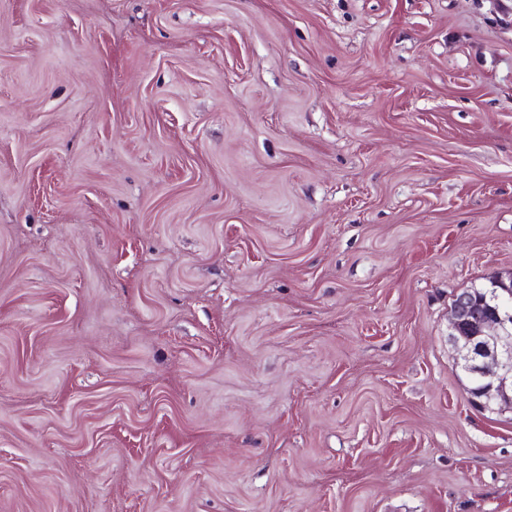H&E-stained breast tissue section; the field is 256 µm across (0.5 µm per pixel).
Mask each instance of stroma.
Here are the masks:
<instances>
[{"mask_svg": "<svg viewBox=\"0 0 512 512\" xmlns=\"http://www.w3.org/2000/svg\"><path fill=\"white\" fill-rule=\"evenodd\" d=\"M511 273L512 0H0V512H512ZM485 295L470 290L451 309L453 340L464 350L463 370L477 387L472 401L483 408L512 404V275L493 278Z\"/></svg>", "mask_w": 512, "mask_h": 512, "instance_id": "1", "label": "stroma"}]
</instances>
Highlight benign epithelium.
<instances>
[{"label": "benign epithelium", "mask_w": 512, "mask_h": 512, "mask_svg": "<svg viewBox=\"0 0 512 512\" xmlns=\"http://www.w3.org/2000/svg\"><path fill=\"white\" fill-rule=\"evenodd\" d=\"M453 340L464 350L463 370L478 386L470 398L483 408L512 404V275L490 281L485 295L467 290L451 309Z\"/></svg>", "instance_id": "benign-epithelium-1"}]
</instances>
